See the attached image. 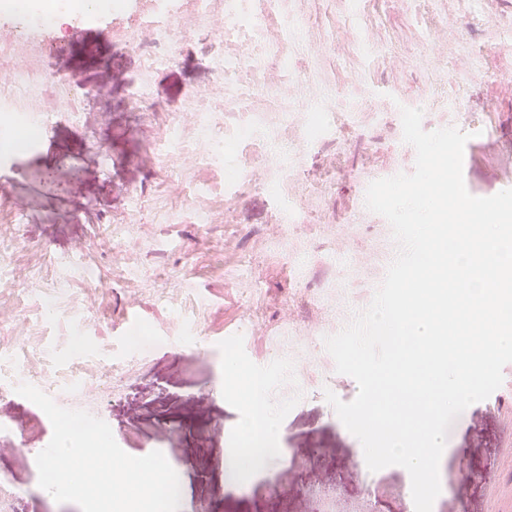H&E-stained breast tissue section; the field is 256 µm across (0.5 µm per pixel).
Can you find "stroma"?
Listing matches in <instances>:
<instances>
[{
  "label": "stroma",
  "mask_w": 512,
  "mask_h": 512,
  "mask_svg": "<svg viewBox=\"0 0 512 512\" xmlns=\"http://www.w3.org/2000/svg\"><path fill=\"white\" fill-rule=\"evenodd\" d=\"M303 0L307 31L295 44L299 74L317 70L333 93L321 100L328 133L303 142L304 114L289 138L302 141L294 162L296 189L276 198L250 182L223 184L203 167L187 179L212 185L207 204L223 221L201 226L183 218L163 224L154 213L166 203V172L148 146L164 115L137 111L128 86L141 69L138 55L98 27H83L54 70L77 75L98 96L86 111L65 112L56 93L46 94L54 119L35 149L12 153L0 166V239L13 246L14 272L0 282V490L11 493L14 512H80L57 502L38 485L36 457L51 440L49 418L10 388L20 368L65 380L80 369L90 405L133 456L161 451L184 488L180 512H404L400 496L409 476L389 466L363 476L360 441L326 401V392L352 401L356 381L338 373L323 329L338 333L321 297L334 289L339 303L365 309L387 269L377 248L392 235L388 221L365 206L368 184L412 172L415 150L403 140L401 107L423 110L427 131L458 125L461 118L512 129V0ZM376 49L365 53L362 39ZM212 80L207 57L195 44L157 82L169 106ZM54 170L64 184L49 192L40 181ZM512 174V156L497 142L476 155L471 178L491 190ZM146 203L132 213L131 197ZM24 222L15 224L14 203ZM130 222L148 240L145 252L126 251L109 222ZM145 267L144 282H125L118 252ZM81 253L104 280L94 288L74 280L58 302L67 319L46 321L27 291L32 269L45 287L59 277L58 261ZM250 266L254 285L240 289L229 273ZM136 307L139 322L120 331L123 309ZM85 324L86 349L75 355L74 321ZM238 325L256 344L238 355L241 367L263 378L268 404L280 426L277 459L244 478L230 453L249 407L223 387L226 345L204 349L206 337ZM293 326L303 359L292 362L265 347L266 337ZM501 422L484 402L470 405L451 426L440 461L441 493L433 512L462 500L465 512H484L490 486L512 487L500 462ZM465 468V485L455 480Z\"/></svg>",
  "instance_id": "obj_1"
}]
</instances>
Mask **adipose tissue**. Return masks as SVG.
Masks as SVG:
<instances>
[{
    "label": "adipose tissue",
    "instance_id": "ef3b65f1",
    "mask_svg": "<svg viewBox=\"0 0 512 512\" xmlns=\"http://www.w3.org/2000/svg\"><path fill=\"white\" fill-rule=\"evenodd\" d=\"M224 382L237 387L251 404L250 413L238 424L236 446L232 450L241 462L244 475L248 476L277 458L273 444L279 435L278 422L262 397L261 382L248 377L229 358L224 361Z\"/></svg>",
    "mask_w": 512,
    "mask_h": 512
}]
</instances>
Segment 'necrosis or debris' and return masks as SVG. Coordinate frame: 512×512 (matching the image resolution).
I'll list each match as a JSON object with an SVG mask.
<instances>
[{
    "mask_svg": "<svg viewBox=\"0 0 512 512\" xmlns=\"http://www.w3.org/2000/svg\"><path fill=\"white\" fill-rule=\"evenodd\" d=\"M279 0H0V22L11 28L0 36V142L21 141L35 148L47 115L36 103L48 85L63 89L66 109L78 111L90 101L94 90L74 79L54 77L49 72V47L64 49L65 40L55 31L59 16L75 25H104L113 40L137 52L142 71L129 86V95L143 112L165 110L166 104L153 76L176 59L177 35L211 47L210 69L216 78L212 89L193 90L176 117L154 143V156L170 171L167 189L174 197L191 195L200 203L190 213L166 211L162 219L179 222L190 216L196 224L217 223L220 214L204 199L209 185L188 184L181 178L183 162L223 172L228 184L238 182L247 171L244 162L226 160L227 144L258 143L274 161L278 172L267 185L287 196L284 176L294 148L268 126L256 103L275 104L282 119L292 117L288 88L297 81L292 67L294 38L304 26L303 18L278 5Z\"/></svg>",
    "mask_w": 512,
    "mask_h": 512,
    "instance_id": "4bbe7bcc",
    "label": "necrosis or debris"
}]
</instances>
